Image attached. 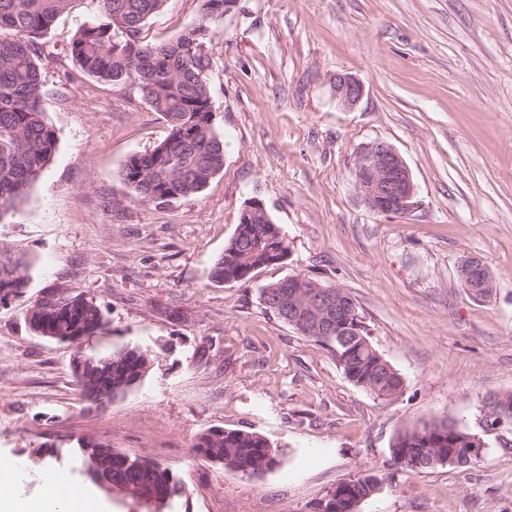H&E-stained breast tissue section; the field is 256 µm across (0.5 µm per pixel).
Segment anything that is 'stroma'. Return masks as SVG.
Returning <instances> with one entry per match:
<instances>
[{
  "label": "stroma",
  "mask_w": 512,
  "mask_h": 512,
  "mask_svg": "<svg viewBox=\"0 0 512 512\" xmlns=\"http://www.w3.org/2000/svg\"><path fill=\"white\" fill-rule=\"evenodd\" d=\"M88 5L46 36L40 68L57 151L0 222V253L23 258V297L0 304V459L91 486L106 512L131 500L90 485L78 441L169 469L184 492L169 512H316L338 483L383 481L359 512H512V449L484 433L470 467L400 468L398 431L433 420L474 426L484 399L512 391V0H238L206 45L224 167L197 196L133 199L120 169L164 140V119L128 83L86 75L66 54ZM200 0H167L145 27L169 40L197 25ZM364 86L354 107L336 75ZM409 166L415 205L372 211L353 169L373 141ZM263 203L288 257L253 279L211 270L245 202ZM481 258L490 295L462 288ZM301 275L355 299L373 345L402 375L386 402L354 386L323 346L265 308L263 285ZM84 293L108 326L87 355L149 350L144 379L105 408L81 396L71 345L25 321L43 293ZM213 428L265 435L278 463L242 475L193 451Z\"/></svg>",
  "instance_id": "1"
}]
</instances>
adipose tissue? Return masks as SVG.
Listing matches in <instances>:
<instances>
[{"mask_svg": "<svg viewBox=\"0 0 512 512\" xmlns=\"http://www.w3.org/2000/svg\"><path fill=\"white\" fill-rule=\"evenodd\" d=\"M25 474L23 460H0V512H91L99 505L87 488L53 470L44 472L39 492L22 496L20 485Z\"/></svg>", "mask_w": 512, "mask_h": 512, "instance_id": "ef3b65f1", "label": "adipose tissue"}]
</instances>
